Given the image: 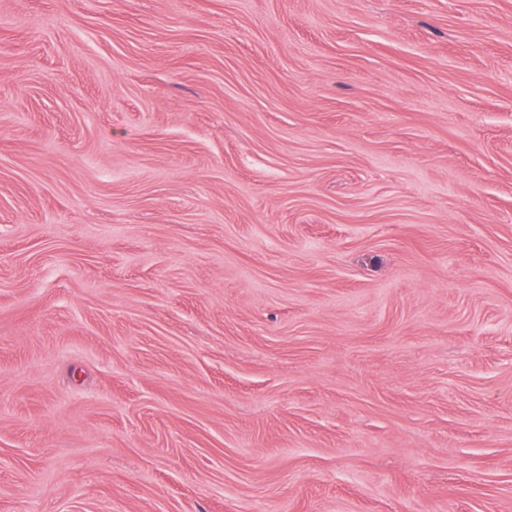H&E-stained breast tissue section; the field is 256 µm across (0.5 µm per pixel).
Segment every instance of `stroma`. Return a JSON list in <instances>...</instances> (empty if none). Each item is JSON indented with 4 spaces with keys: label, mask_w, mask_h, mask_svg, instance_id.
Instances as JSON below:
<instances>
[{
    "label": "stroma",
    "mask_w": 512,
    "mask_h": 512,
    "mask_svg": "<svg viewBox=\"0 0 512 512\" xmlns=\"http://www.w3.org/2000/svg\"><path fill=\"white\" fill-rule=\"evenodd\" d=\"M0 512H512V0H0Z\"/></svg>",
    "instance_id": "35a3bbf8"
}]
</instances>
